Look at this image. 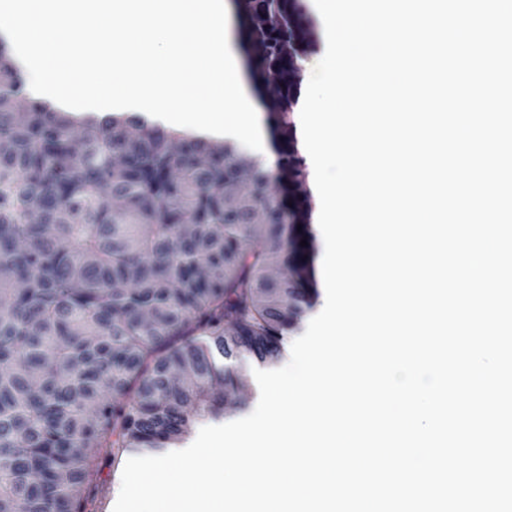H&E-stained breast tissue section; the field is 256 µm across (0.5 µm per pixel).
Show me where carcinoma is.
I'll use <instances>...</instances> for the list:
<instances>
[{
	"instance_id": "1",
	"label": "carcinoma",
	"mask_w": 512,
	"mask_h": 512,
	"mask_svg": "<svg viewBox=\"0 0 512 512\" xmlns=\"http://www.w3.org/2000/svg\"><path fill=\"white\" fill-rule=\"evenodd\" d=\"M273 75L272 171L236 141L29 100L0 47V512H88L101 472L224 414L236 365L279 362L309 307L292 146L298 0H238Z\"/></svg>"
}]
</instances>
